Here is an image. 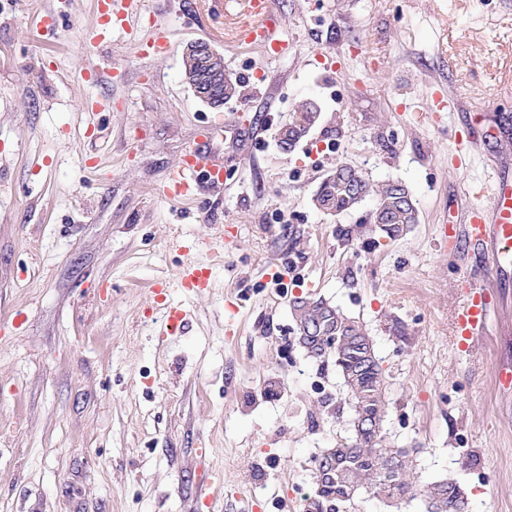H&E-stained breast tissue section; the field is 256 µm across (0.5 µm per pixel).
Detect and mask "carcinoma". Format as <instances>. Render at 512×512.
I'll return each instance as SVG.
<instances>
[{
	"mask_svg": "<svg viewBox=\"0 0 512 512\" xmlns=\"http://www.w3.org/2000/svg\"><path fill=\"white\" fill-rule=\"evenodd\" d=\"M358 186L375 201L372 218L381 219L371 231L394 239L409 230L410 217L399 203L393 185L387 181H360L349 168L324 180L313 204L331 215L350 211L356 208L353 193ZM293 306L301 310L297 330L299 343L307 354L316 357L333 350L348 404L354 407L363 401L378 415V421H383L387 405L386 380L379 363L375 361L367 367L363 385L358 389L352 386L346 374L361 360L359 347L348 337L367 335L363 325L322 299L300 298ZM313 462L316 490L313 496L304 498V512H325V507L340 499L351 509L358 496L368 491L389 501L414 494L409 453L384 446L379 427H352L351 435L338 440L336 447L324 449ZM422 495L427 498L426 512H467L460 508L467 499L454 481L433 482L422 490Z\"/></svg>",
	"mask_w": 512,
	"mask_h": 512,
	"instance_id": "obj_1",
	"label": "carcinoma"
}]
</instances>
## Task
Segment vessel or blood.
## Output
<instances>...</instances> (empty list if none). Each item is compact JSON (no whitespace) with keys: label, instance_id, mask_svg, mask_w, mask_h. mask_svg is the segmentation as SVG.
Here are the masks:
<instances>
[{"label":"vessel or blood","instance_id":"obj_1","mask_svg":"<svg viewBox=\"0 0 512 512\" xmlns=\"http://www.w3.org/2000/svg\"><path fill=\"white\" fill-rule=\"evenodd\" d=\"M100 23L108 29L125 32L142 46L143 56L166 54L172 47L167 31L162 27L150 30L138 28L142 15L141 0H95ZM279 19L272 13L269 0H241L240 19L231 37L232 43L254 45L271 57L283 55L286 41L278 39ZM222 125H212L205 140L191 145L181 161L172 169L159 195L167 202L196 199L202 188H219L224 184V158L214 149L222 139ZM477 196H489L492 208L472 205L468 222L462 226L443 225V237L463 241L487 265L491 273H502L512 261V180L502 178L476 191ZM212 268L196 260H187L181 267L175 285L160 282L153 288L157 304L166 308L165 327L168 332L182 331L187 324L185 310L167 305L171 288L187 295L210 287ZM455 307L452 325L458 348L473 351L486 334L494 310L490 292L469 277L459 278L453 289Z\"/></svg>","mask_w":512,"mask_h":512}]
</instances>
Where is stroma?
<instances>
[{"label":"stroma","instance_id":"1","mask_svg":"<svg viewBox=\"0 0 512 512\" xmlns=\"http://www.w3.org/2000/svg\"><path fill=\"white\" fill-rule=\"evenodd\" d=\"M273 2L277 58L231 43L235 0H144L175 46L145 59L118 30L86 47L94 0H0V512H197L204 487L210 512H302L314 456L348 436L353 411L334 356L299 345L300 297L364 324L387 384L384 443L409 450L417 487L452 480L469 512H512V413L496 383L512 359V269L488 278L439 237L473 185L512 179V0ZM194 42L240 80L221 107L185 80ZM106 62L126 77L85 80ZM307 98L319 119L281 152L278 128ZM217 121L223 189L163 202ZM487 126L501 138L457 165L460 134ZM340 163L405 184L417 224L392 240L362 229L373 200L316 209ZM189 255L212 282L171 289L189 317L171 336L151 289ZM465 272L496 297L469 354L450 334Z\"/></svg>","mask_w":512,"mask_h":512}]
</instances>
